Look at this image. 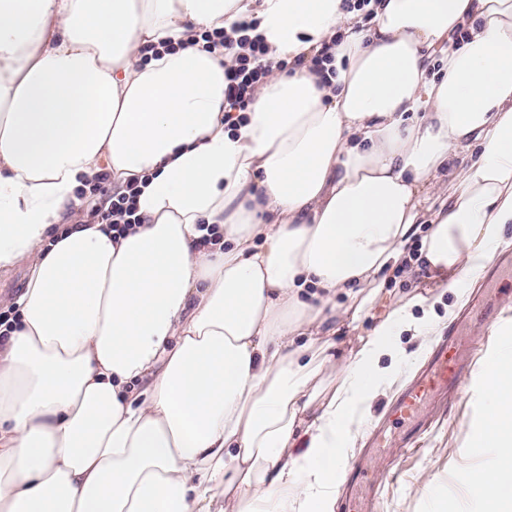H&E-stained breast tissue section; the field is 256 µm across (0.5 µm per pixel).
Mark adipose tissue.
<instances>
[{
  "instance_id": "obj_1",
  "label": "adipose tissue",
  "mask_w": 512,
  "mask_h": 512,
  "mask_svg": "<svg viewBox=\"0 0 512 512\" xmlns=\"http://www.w3.org/2000/svg\"><path fill=\"white\" fill-rule=\"evenodd\" d=\"M369 8L365 27L343 0H0V272L26 268L0 512H213L218 490L224 512H328L392 336L422 353L444 320L394 308L341 360L336 322L405 260L478 280L512 225V0ZM241 20L288 67L230 123L233 57L199 37ZM102 172L140 189L118 237L77 195ZM488 394L480 442L507 454L468 481L512 507V358Z\"/></svg>"
}]
</instances>
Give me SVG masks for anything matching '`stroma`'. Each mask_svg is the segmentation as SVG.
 <instances>
[{"label": "stroma", "instance_id": "1", "mask_svg": "<svg viewBox=\"0 0 512 512\" xmlns=\"http://www.w3.org/2000/svg\"><path fill=\"white\" fill-rule=\"evenodd\" d=\"M380 281L381 293L363 315L360 330L371 329L390 308L426 293V279L419 272L399 275L387 270L381 274ZM503 299L502 315L495 323V339L484 348L479 360L482 375L454 402L428 411L430 429L419 438L415 450L397 456L394 444L406 428L392 422L388 408L423 367L425 356H418L412 365L401 368L396 384L373 402L362 438L351 448L350 455L360 457L367 437L374 430L384 429L391 442L384 456L395 460L397 473L387 482L381 512H492V497L485 490L463 483L461 474L467 469L493 468L502 455L501 449L487 447L482 456H474L473 445L489 423L484 373L497 362L502 347L512 345V292H504ZM360 330L341 326L336 335L340 355H349L356 348Z\"/></svg>", "mask_w": 512, "mask_h": 512}]
</instances>
